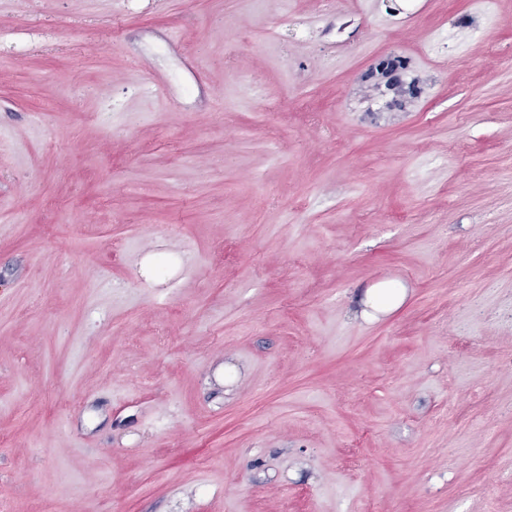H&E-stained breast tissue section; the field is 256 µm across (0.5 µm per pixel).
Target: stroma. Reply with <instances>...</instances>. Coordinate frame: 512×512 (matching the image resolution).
<instances>
[{
    "label": "stroma",
    "instance_id": "obj_1",
    "mask_svg": "<svg viewBox=\"0 0 512 512\" xmlns=\"http://www.w3.org/2000/svg\"><path fill=\"white\" fill-rule=\"evenodd\" d=\"M415 3L0 0V512H512V0ZM377 69L380 71V74L387 79V89L392 91L395 95L392 99L393 104L397 100L400 89H405L409 95L413 93L410 86L406 88L404 81L398 73V66L393 61H382L378 64Z\"/></svg>",
    "mask_w": 512,
    "mask_h": 512
}]
</instances>
